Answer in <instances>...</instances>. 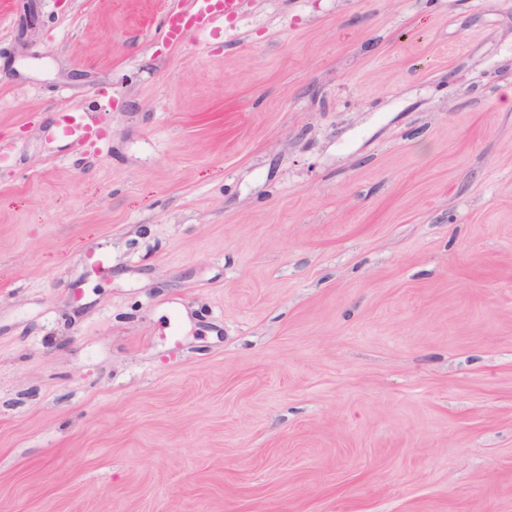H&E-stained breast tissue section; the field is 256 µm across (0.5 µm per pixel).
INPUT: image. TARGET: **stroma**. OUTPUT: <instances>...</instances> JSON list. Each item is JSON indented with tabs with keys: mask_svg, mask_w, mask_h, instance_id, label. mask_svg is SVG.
Returning a JSON list of instances; mask_svg holds the SVG:
<instances>
[{
	"mask_svg": "<svg viewBox=\"0 0 512 512\" xmlns=\"http://www.w3.org/2000/svg\"><path fill=\"white\" fill-rule=\"evenodd\" d=\"M22 2L0 512H512V0ZM233 5V0H194V8L190 13L171 17L166 21V38L176 43L180 40L185 27L194 25L206 28L215 21L223 19L224 13L230 12Z\"/></svg>",
	"mask_w": 512,
	"mask_h": 512,
	"instance_id": "1",
	"label": "stroma"
}]
</instances>
